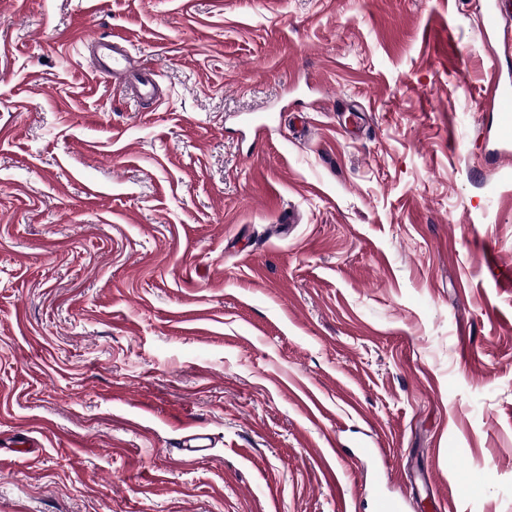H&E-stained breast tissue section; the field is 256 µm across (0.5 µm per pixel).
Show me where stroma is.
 Instances as JSON below:
<instances>
[{"label":"stroma","instance_id":"1","mask_svg":"<svg viewBox=\"0 0 512 512\" xmlns=\"http://www.w3.org/2000/svg\"><path fill=\"white\" fill-rule=\"evenodd\" d=\"M488 3L0 0V512H512ZM126 38L112 35V41L97 40L94 44V49L97 53L101 51H109L108 56L111 60V66H107V70H103V74L111 76L112 79H126L127 74L132 72L128 71L129 52L124 43H127ZM151 72H139L131 76L135 78L140 89L142 98H151L154 95V78Z\"/></svg>","mask_w":512,"mask_h":512}]
</instances>
